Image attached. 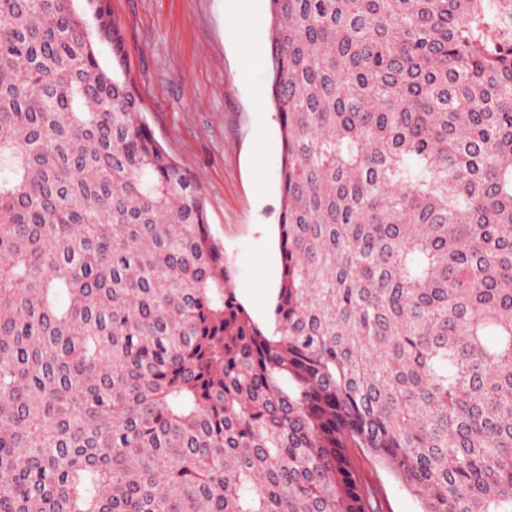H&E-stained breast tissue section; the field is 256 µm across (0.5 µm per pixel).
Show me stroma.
I'll return each mask as SVG.
<instances>
[{
    "instance_id": "1",
    "label": "stroma",
    "mask_w": 512,
    "mask_h": 512,
    "mask_svg": "<svg viewBox=\"0 0 512 512\" xmlns=\"http://www.w3.org/2000/svg\"><path fill=\"white\" fill-rule=\"evenodd\" d=\"M109 6L143 116L204 198L238 301L266 323L281 274V140L269 96L268 0H109ZM350 456L362 482L382 490L386 512H421L386 465L361 448Z\"/></svg>"
}]
</instances>
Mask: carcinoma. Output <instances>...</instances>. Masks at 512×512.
<instances>
[{
    "mask_svg": "<svg viewBox=\"0 0 512 512\" xmlns=\"http://www.w3.org/2000/svg\"><path fill=\"white\" fill-rule=\"evenodd\" d=\"M74 2L0 0V512H512V0H269L266 327ZM357 473L363 483L378 486L386 500L384 512H420L421 504L399 481V479L368 451L349 449Z\"/></svg>",
    "mask_w": 512,
    "mask_h": 512,
    "instance_id": "cac0c4a2",
    "label": "carcinoma"
}]
</instances>
